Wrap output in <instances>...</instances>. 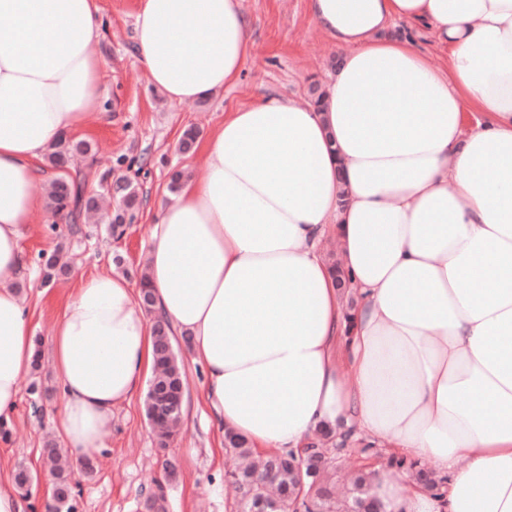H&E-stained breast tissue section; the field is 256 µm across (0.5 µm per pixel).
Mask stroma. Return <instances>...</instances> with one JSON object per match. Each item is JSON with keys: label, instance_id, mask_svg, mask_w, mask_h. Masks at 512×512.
Returning <instances> with one entry per match:
<instances>
[{"label": "stroma", "instance_id": "obj_1", "mask_svg": "<svg viewBox=\"0 0 512 512\" xmlns=\"http://www.w3.org/2000/svg\"><path fill=\"white\" fill-rule=\"evenodd\" d=\"M138 0H98L101 36L95 51L103 63L100 117L91 119L81 132L92 152L79 159L72 178L87 177L88 191L97 188V175L130 177L116 169V156L125 154L148 162L149 174L140 181L146 206L138 220L127 226L122 239H113L106 223L84 225L70 235L65 224L55 223L50 210H41L24 234L23 288L34 312L37 338L48 339L54 320L81 277L123 265L136 270L145 264L154 220L149 202L168 196L173 171L185 169L194 177L205 173L201 152L182 154L178 144L184 129L199 128L201 135L224 119L225 112L276 93L306 100L312 82L327 83L336 62V48L318 29L308 10V0H240L250 22L252 46L239 80L208 99L171 103L152 86L136 57L134 24ZM63 246L69 270L57 282L46 285L38 263L39 253ZM175 344L188 376V389L179 434L168 450L158 439L143 409L144 391L118 406L106 447L95 460V471L78 476L77 512H138L141 495L164 477L165 461H172L176 476L170 482L167 512H235L234 491L225 483L235 457L209 420L203 396V370L193 363L183 337ZM58 381L50 358H42L39 370L21 383V400L0 436V467L25 464L38 475L27 501L26 512H44L51 495L50 473L42 452L55 439L54 419L60 407Z\"/></svg>", "mask_w": 512, "mask_h": 512}]
</instances>
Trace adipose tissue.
Listing matches in <instances>:
<instances>
[{"label": "adipose tissue", "mask_w": 512, "mask_h": 512, "mask_svg": "<svg viewBox=\"0 0 512 512\" xmlns=\"http://www.w3.org/2000/svg\"><path fill=\"white\" fill-rule=\"evenodd\" d=\"M340 61L321 104L264 95L202 141L204 178L158 200L147 287L186 337L220 431L258 454L352 430L430 459L441 491L370 470L385 512H512V0H308ZM96 0H0V419L40 351L17 289L43 156L98 109ZM397 21L446 49L433 66ZM137 60L171 102L236 82L239 0H141ZM480 113L466 128L467 113ZM335 233L338 288L319 245ZM141 289L82 278L48 353L74 462L154 367Z\"/></svg>", "instance_id": "1"}]
</instances>
